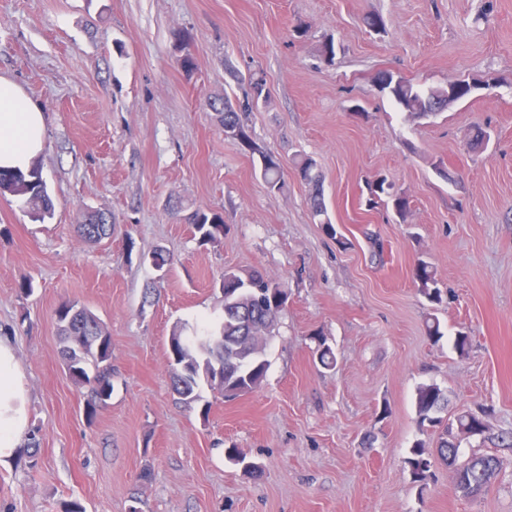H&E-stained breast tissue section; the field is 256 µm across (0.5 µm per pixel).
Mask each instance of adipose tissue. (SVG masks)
<instances>
[{"label":"adipose tissue","instance_id":"obj_1","mask_svg":"<svg viewBox=\"0 0 512 512\" xmlns=\"http://www.w3.org/2000/svg\"><path fill=\"white\" fill-rule=\"evenodd\" d=\"M47 146L43 110L0 75V168L28 171ZM29 422L23 372L12 346L0 342V464L14 459Z\"/></svg>","mask_w":512,"mask_h":512}]
</instances>
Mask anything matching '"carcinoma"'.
<instances>
[{
    "mask_svg": "<svg viewBox=\"0 0 512 512\" xmlns=\"http://www.w3.org/2000/svg\"><path fill=\"white\" fill-rule=\"evenodd\" d=\"M176 49L180 52L178 63L186 71H192L194 60L186 52L188 35H175ZM376 85L380 93L390 98L402 111L417 117L437 115L448 106L467 98L473 89L470 83L458 80L446 88L422 89L410 80L390 71L378 73ZM265 83L261 78L250 81L241 103L234 105L225 98L209 103L217 112V120L224 128L236 131L234 140L251 154L259 156L261 170L267 186L281 190L282 166L278 158L258 146L249 134L242 114L249 111L253 92L263 94ZM294 169L302 182L311 189L312 215L324 226L329 236L337 235L330 221L322 198V175L316 161L302 155L294 162ZM367 204L371 208L382 207L405 220L409 200L402 192L393 191L383 179L368 185ZM15 197L36 221L51 216L53 202L37 165L28 173L0 171V195ZM192 224L200 242H210L224 234V216L215 210L198 209L186 217ZM81 237L97 242L112 237V217L97 210H88L79 224ZM412 277L419 292L432 304L442 302V290L432 265L417 262ZM224 317L216 324H205L195 335L186 336L169 352L172 389L179 398L191 404L198 400L197 389L204 381L226 397L246 394L262 383L267 363L261 357L262 334L271 332L279 313L283 310L288 289L277 280L258 270L224 272ZM60 355L68 374L77 385L88 387L86 414L95 417L108 406L112 396V336L103 323L88 308L75 301H65L55 310ZM317 359L321 366L331 368L336 364L335 354L326 341L318 342ZM448 407V397L435 384L418 387L415 408L421 429H441L437 448L439 458L456 470V488L464 496L477 499L488 492L491 476L501 472L505 460L497 455L473 456L457 463L461 440L485 432L482 417L462 411L447 418L441 413ZM413 481L420 482L431 471L432 461L427 456L426 444L416 442L407 458Z\"/></svg>",
    "mask_w": 512,
    "mask_h": 512,
    "instance_id": "1",
    "label": "carcinoma"
}]
</instances>
